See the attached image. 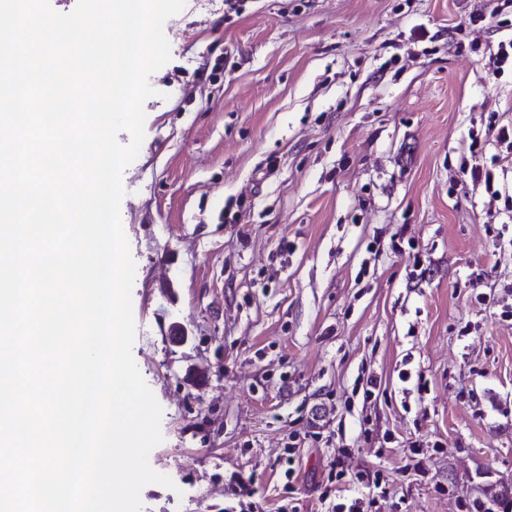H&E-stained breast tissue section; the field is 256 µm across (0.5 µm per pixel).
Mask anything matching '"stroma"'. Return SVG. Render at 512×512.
Returning <instances> with one entry per match:
<instances>
[{
  "label": "stroma",
  "mask_w": 512,
  "mask_h": 512,
  "mask_svg": "<svg viewBox=\"0 0 512 512\" xmlns=\"http://www.w3.org/2000/svg\"><path fill=\"white\" fill-rule=\"evenodd\" d=\"M164 33L120 205L174 482L141 512H326L361 471L387 483L370 512L489 503L512 482V222L489 219L512 153L471 136L512 126L488 62L512 0H186ZM463 175L466 179L470 180L472 185L480 186L484 185L486 190L493 189L494 194H498L499 190L496 188L497 182L495 175L487 167L480 164H466L462 170Z\"/></svg>",
  "instance_id": "stroma-1"
}]
</instances>
